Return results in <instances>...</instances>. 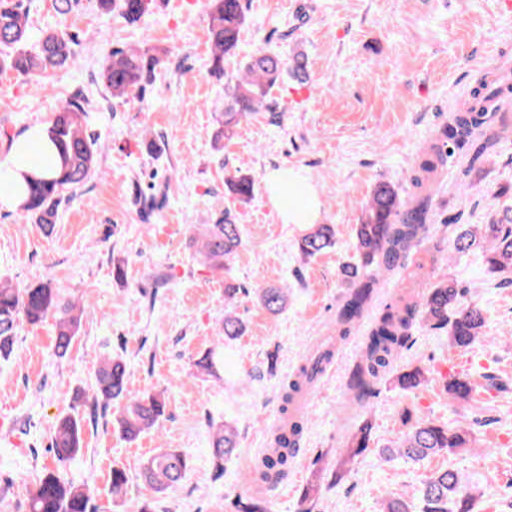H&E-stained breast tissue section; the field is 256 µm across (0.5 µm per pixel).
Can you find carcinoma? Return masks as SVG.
<instances>
[{
	"label": "carcinoma",
	"mask_w": 512,
	"mask_h": 512,
	"mask_svg": "<svg viewBox=\"0 0 512 512\" xmlns=\"http://www.w3.org/2000/svg\"><path fill=\"white\" fill-rule=\"evenodd\" d=\"M100 9L118 13L129 23L141 20L150 10L151 0H98ZM247 22L243 0H210L209 43L210 76L227 79L230 92L224 98V113L218 121L215 142L234 133L244 121L269 109L267 96L271 88L286 78L299 83L308 79L303 54L285 58L264 48L254 51L233 75L224 73V62L235 57L240 35ZM28 30L23 0L6 3L0 0V70H8L30 80L40 81L50 73L67 68L76 61L74 40L56 31L47 30L32 49H27ZM163 63L157 53L147 50L117 48L99 72V81L114 98L125 99L145 91L155 71ZM512 87V70L499 69L491 73L472 93L465 111L456 112L440 137L422 154L414 170L417 189L414 198L401 197L394 184L377 182L362 210L360 224L355 227V248L358 262L343 267L353 289L336 316V332L347 335L363 317L373 298L377 276L392 271L409 256L429 231L426 224L428 207L438 183L441 167L448 150L445 141L457 147L469 143L482 133L488 108L504 89ZM87 112L78 99L59 108L48 127L56 154L48 160L54 176L27 178L29 195L21 210L45 232L55 224L59 206L68 201L66 192L84 184L91 176L96 157L95 141L83 131ZM232 193L240 203L254 196L255 179L248 173L237 172L228 179ZM485 244V272L490 276L512 273V205L497 210L491 221L477 230L462 229L460 224L448 225V257L470 251ZM244 241L236 216L226 210L213 224L203 225L199 235L191 238V247L214 274L222 275ZM336 245L333 224H311L297 241L299 255L313 259ZM467 289L454 279H440L423 294L405 293L384 306L368 331L365 351L352 372L348 389L361 402L374 393L381 372L408 347L411 330L420 321L432 329H444L453 345L468 348L481 336L485 317L481 307L467 304ZM259 300L269 313H280L287 304L285 289H258ZM85 314L83 305L60 296L51 282H40L17 288L0 283V359L9 358L20 324L37 325L52 318L56 322L54 353L63 358L71 350ZM221 339L233 340L244 332L242 320L231 311H224ZM329 347L317 350L298 373L282 389L285 420L273 436L272 446L258 466L260 480L276 484L286 473L303 429L299 400L330 362ZM221 365V347L208 350L197 366L215 373ZM425 380L420 367H409L397 374L403 389H413ZM473 387L467 377H457L448 383V395L454 400L470 398ZM122 405L118 424L122 434L133 439L155 427L165 415L167 397L162 392H133L129 388V369L123 357L108 356L97 369L92 404L108 410L112 404ZM372 427L365 422L351 434L342 464L352 462L365 453L371 441ZM469 433L451 429L431 420L419 419L395 446L380 452L386 460L402 459L417 463L426 458L459 448L469 447ZM212 463L215 471L224 474V463L237 448V431L226 423L212 432ZM51 448L56 461L64 463L82 450L81 419L76 415L62 418L52 436ZM191 468V457L178 449H166L144 466L143 480L156 492L174 489ZM128 477L124 469H112L110 489L120 498ZM420 512H472L476 496L471 487L454 469H441L422 482ZM237 512H270L262 496L240 499ZM25 512H92L90 496L84 487L68 482L58 469L39 474L35 487L26 499Z\"/></svg>",
	"instance_id": "carcinoma-1"
}]
</instances>
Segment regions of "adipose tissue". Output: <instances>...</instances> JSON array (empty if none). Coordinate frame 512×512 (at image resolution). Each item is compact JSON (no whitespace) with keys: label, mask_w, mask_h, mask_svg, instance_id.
Returning a JSON list of instances; mask_svg holds the SVG:
<instances>
[{"label":"adipose tissue","mask_w":512,"mask_h":512,"mask_svg":"<svg viewBox=\"0 0 512 512\" xmlns=\"http://www.w3.org/2000/svg\"><path fill=\"white\" fill-rule=\"evenodd\" d=\"M47 129L36 126L18 138L8 154L0 155V185L10 193L1 202L18 206L26 198V179L46 174V155L52 154ZM270 200L284 223L312 224L320 217L321 202L314 187L293 172H275L267 178Z\"/></svg>","instance_id":"ef3b65f1"}]
</instances>
